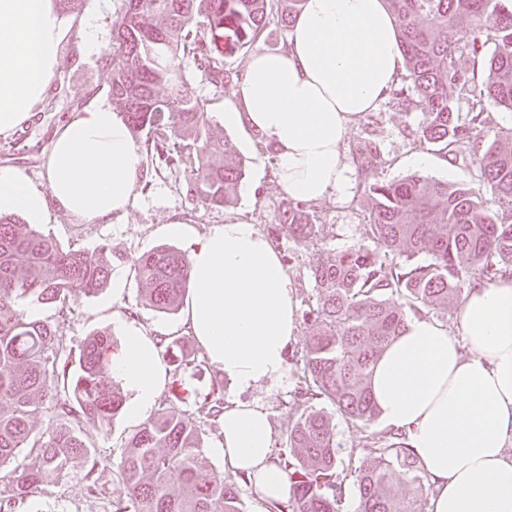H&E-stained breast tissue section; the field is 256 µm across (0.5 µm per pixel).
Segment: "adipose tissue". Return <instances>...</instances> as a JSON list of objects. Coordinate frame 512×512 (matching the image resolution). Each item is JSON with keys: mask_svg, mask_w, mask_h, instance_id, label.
I'll list each match as a JSON object with an SVG mask.
<instances>
[{"mask_svg": "<svg viewBox=\"0 0 512 512\" xmlns=\"http://www.w3.org/2000/svg\"><path fill=\"white\" fill-rule=\"evenodd\" d=\"M99 45L95 12L72 21L56 0H0V137L31 116L53 81L63 44ZM402 47L386 0H304L288 48L255 52L225 124H249L275 152L289 197L350 201L355 170L343 145L398 79ZM144 157L123 116L95 103L57 130L40 187L0 169V214L41 223L50 206L95 223L132 205ZM188 332L242 391L280 381L298 334L294 283L250 220L228 218L188 244ZM158 337L124 330L112 375L131 393L126 412L146 418L168 378ZM377 417L403 435L430 490L428 512H512V278L473 283L454 324L409 318L370 380ZM224 468L244 473L262 498L288 492L270 461L262 405L234 401L220 418Z\"/></svg>", "mask_w": 512, "mask_h": 512, "instance_id": "obj_1", "label": "adipose tissue"}]
</instances>
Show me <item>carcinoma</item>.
Masks as SVG:
<instances>
[{"instance_id":"cac0c4a2","label":"carcinoma","mask_w":512,"mask_h":512,"mask_svg":"<svg viewBox=\"0 0 512 512\" xmlns=\"http://www.w3.org/2000/svg\"><path fill=\"white\" fill-rule=\"evenodd\" d=\"M303 0H124L112 27V103L126 115L132 134H153L147 149L167 167L185 166L187 198L203 207L233 202L245 160L224 130L214 125L194 88L183 79L181 61L193 60L209 82L238 76L225 59L255 45L275 20L285 26ZM409 71L411 95L423 110L414 140L438 146L444 157H470L487 194L466 184H448L414 174L387 182L380 153L366 144L360 154L364 183L372 197L366 235L371 247L315 260L309 276L315 305L304 320L313 334L301 354L297 419L287 428V451L279 465L288 474V499L269 503V512H338L344 495L336 480L338 446L331 417L314 406L328 401L346 421L366 425L376 418L368 386L373 365L400 335L409 313L462 299L475 280L493 281L512 272V129L476 148L484 129L486 103L512 110V7L497 0H387ZM495 36L479 94L469 96L475 76L457 68V54L478 60L477 33ZM166 86L159 97L155 88ZM467 112H460L461 101ZM280 229L297 242L319 236L320 225L305 203L282 202ZM427 260L419 261L420 256ZM145 300L160 312H175L190 284L187 255L159 246L133 260ZM112 248L81 251L13 215H0V483L7 503L60 479L74 463L84 469L87 493L100 490L110 471L117 496L112 512H243L233 474L202 472L203 433L190 419L167 408L149 418L126 442L116 466L92 452L81 424L107 425L124 405L112 380V338L98 332L79 350L77 369L50 325L29 321L22 303L66 311L79 297L106 287ZM172 352V383L185 367L210 368L206 356L166 342ZM53 404L69 427L40 437L33 419L40 404ZM215 420L224 413L223 387L215 382L198 407ZM28 462L8 465L19 449ZM414 486L400 496L398 485ZM357 512H423L425 477L403 438L366 436L355 470Z\"/></svg>"}]
</instances>
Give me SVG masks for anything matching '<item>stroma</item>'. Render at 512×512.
Listing matches in <instances>:
<instances>
[{"mask_svg":"<svg viewBox=\"0 0 512 512\" xmlns=\"http://www.w3.org/2000/svg\"><path fill=\"white\" fill-rule=\"evenodd\" d=\"M122 10L123 0H107L102 6L100 23L105 37L97 53H82L74 39L64 43L58 73L43 101L34 107L26 124L8 138L0 137V169L17 168L34 183L45 184L47 159L57 129L90 102L109 101L110 74L101 67L100 61L112 50L110 31ZM182 69L212 121L221 123L225 104L232 100L239 88L238 80L213 85L189 59L184 60ZM422 120L420 108H404L393 99H385L374 112L351 127L345 137V152L355 161L365 143H375L382 159L383 176L389 181L419 172L451 184H478L479 172L475 167L443 157L433 145L414 141L413 132ZM225 134L247 165L235 201L227 207L191 205L186 198L185 170L160 165L149 157L143 163L135 200L126 212L90 224L57 207H50L46 220L40 225L41 230L63 246L89 252L105 243L111 245L112 271L106 288L95 296L78 299L71 311L61 313L49 306L26 303L22 306L25 316L33 321L48 322L56 339L65 349L75 352L88 336L98 331L104 330L113 338H120L121 328L125 325L140 328L150 335L159 330L164 336L184 339L188 348H196L197 343L189 336L182 313L167 314L146 306L143 286L135 278L131 260L161 245L185 249V242L165 234V225L175 222L188 225L193 235L200 238L213 225L239 215L250 219L277 249L295 280L299 311L312 306L316 301V290L307 274L308 265L313 258L327 262L341 250L367 244L366 223L371 208L367 195L358 185L349 203L324 201L313 204L312 209L321 226L319 237L308 243H296L279 230V205L286 194L273 177V151L263 146L258 134L246 127L229 126ZM420 155L428 160L422 169L415 163ZM312 333L307 323H300L296 341L288 354L287 373L278 384H264L242 392L213 366L206 371L185 369L182 387L175 389L164 385L157 405L174 407L177 413L201 427L205 469L220 471L224 468L223 459L214 452L218 444V427L197 413L198 405L217 380L223 383L225 401L241 398L263 405L274 430V450L285 448V429L300 413L295 400L296 361ZM321 408L332 415L336 440L341 446L336 478L344 485V498L339 512H355L358 499L353 472L360 457L362 435L366 432L381 435L385 429L375 420L361 431L335 417L329 403H322ZM139 427V422L122 413L104 427L84 423L82 435L103 457L116 461L128 438ZM13 512H104V508L101 501L87 495L83 471L77 465L69 468L58 482L41 486L33 496L16 505Z\"/></svg>","mask_w":512,"mask_h":512,"instance_id":"obj_1","label":"stroma"}]
</instances>
